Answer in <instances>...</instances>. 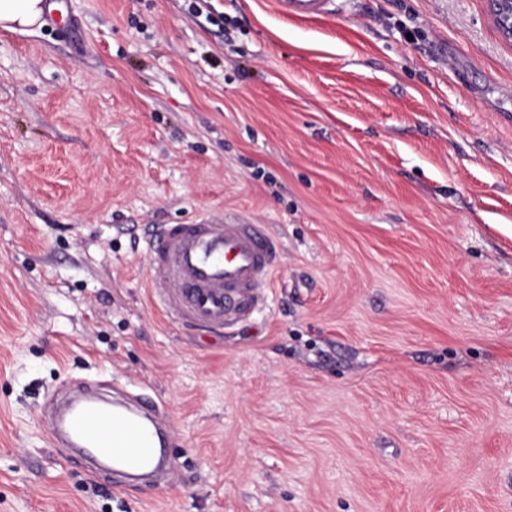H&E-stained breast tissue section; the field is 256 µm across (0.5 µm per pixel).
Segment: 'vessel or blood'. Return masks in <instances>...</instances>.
Returning <instances> with one entry per match:
<instances>
[{
  "mask_svg": "<svg viewBox=\"0 0 512 512\" xmlns=\"http://www.w3.org/2000/svg\"><path fill=\"white\" fill-rule=\"evenodd\" d=\"M298 19L328 15L334 0H277ZM147 286L168 323L186 331L222 334L266 308L279 240L267 225L219 208L186 224H160L145 237ZM170 432L155 400L145 393L132 404L110 403L82 388L52 418L51 434L80 460L87 475L117 471L143 482L161 467Z\"/></svg>",
  "mask_w": 512,
  "mask_h": 512,
  "instance_id": "vessel-or-blood-1",
  "label": "vessel or blood"
}]
</instances>
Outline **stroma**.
Masks as SVG:
<instances>
[{
    "label": "stroma",
    "mask_w": 512,
    "mask_h": 512,
    "mask_svg": "<svg viewBox=\"0 0 512 512\" xmlns=\"http://www.w3.org/2000/svg\"><path fill=\"white\" fill-rule=\"evenodd\" d=\"M0 30V512H512V47L484 0H72ZM281 241L261 314L181 333L146 224ZM144 382L175 467L118 494L43 419ZM279 11L298 19L322 18L334 6V0H277Z\"/></svg>",
    "instance_id": "obj_1"
}]
</instances>
